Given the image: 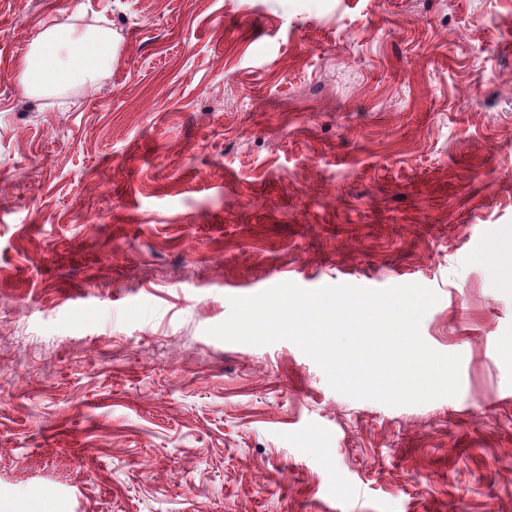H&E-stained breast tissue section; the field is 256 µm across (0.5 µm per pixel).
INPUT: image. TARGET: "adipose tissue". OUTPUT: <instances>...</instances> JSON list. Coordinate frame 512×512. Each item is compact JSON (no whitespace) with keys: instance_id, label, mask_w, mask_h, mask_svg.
Listing matches in <instances>:
<instances>
[{"instance_id":"ef3b65f1","label":"adipose tissue","mask_w":512,"mask_h":512,"mask_svg":"<svg viewBox=\"0 0 512 512\" xmlns=\"http://www.w3.org/2000/svg\"><path fill=\"white\" fill-rule=\"evenodd\" d=\"M115 57L116 39L109 29L44 26L18 61L16 73L28 92L42 94L93 80L111 70Z\"/></svg>"}]
</instances>
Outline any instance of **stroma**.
I'll return each mask as SVG.
<instances>
[{
  "label": "stroma",
  "mask_w": 512,
  "mask_h": 512,
  "mask_svg": "<svg viewBox=\"0 0 512 512\" xmlns=\"http://www.w3.org/2000/svg\"><path fill=\"white\" fill-rule=\"evenodd\" d=\"M112 29L41 95L39 25ZM418 283L456 397L333 390L230 298ZM512 0H0V504L512 512Z\"/></svg>",
  "instance_id": "obj_1"
}]
</instances>
